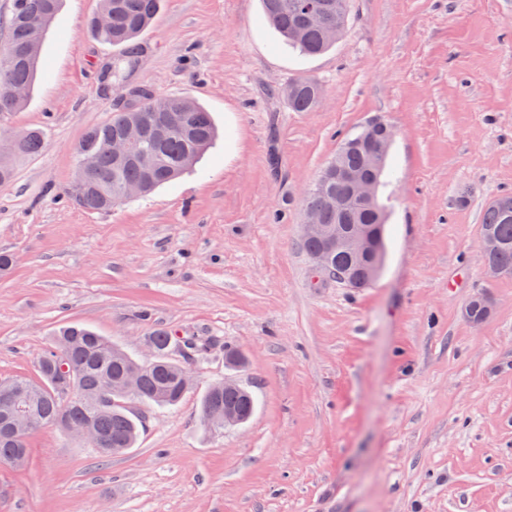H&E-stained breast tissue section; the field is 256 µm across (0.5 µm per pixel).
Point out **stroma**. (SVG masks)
<instances>
[{
    "label": "stroma",
    "instance_id": "stroma-1",
    "mask_svg": "<svg viewBox=\"0 0 512 512\" xmlns=\"http://www.w3.org/2000/svg\"><path fill=\"white\" fill-rule=\"evenodd\" d=\"M97 8L63 0L26 105L0 113V141L45 135L0 184V381L36 377L69 323L142 361L158 330L207 347L169 353L194 379L178 406L129 401L143 424L123 455L33 432L25 466L0 463V512H512V276L487 278L480 245L486 206L512 192V0H352L316 56L260 0H162L127 78L197 101L219 135L189 173L89 213L63 192L110 115ZM299 77L324 89L314 111L280 95ZM375 119L395 131L384 267L367 288L316 281L304 196ZM227 378L255 411L206 427L199 400Z\"/></svg>",
    "mask_w": 512,
    "mask_h": 512
}]
</instances>
